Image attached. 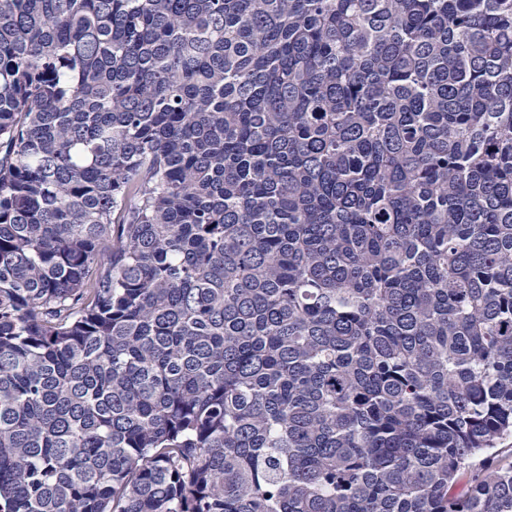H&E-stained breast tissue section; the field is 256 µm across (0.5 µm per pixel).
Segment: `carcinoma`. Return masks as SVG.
<instances>
[{
  "label": "carcinoma",
  "mask_w": 512,
  "mask_h": 512,
  "mask_svg": "<svg viewBox=\"0 0 512 512\" xmlns=\"http://www.w3.org/2000/svg\"><path fill=\"white\" fill-rule=\"evenodd\" d=\"M512 0H0V512H512Z\"/></svg>",
  "instance_id": "cac0c4a2"
}]
</instances>
